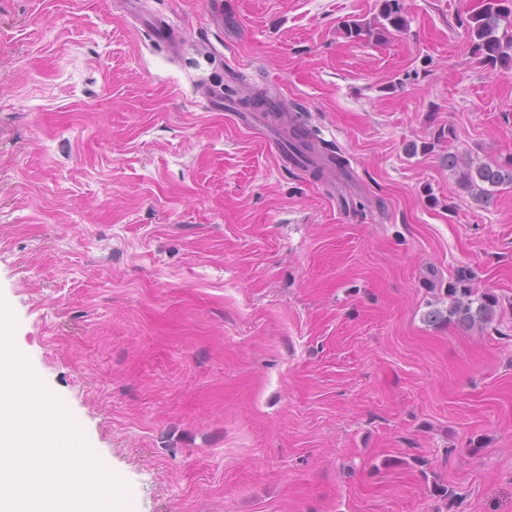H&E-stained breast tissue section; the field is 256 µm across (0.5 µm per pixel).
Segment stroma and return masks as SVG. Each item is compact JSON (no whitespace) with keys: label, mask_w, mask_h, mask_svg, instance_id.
<instances>
[{"label":"stroma","mask_w":512,"mask_h":512,"mask_svg":"<svg viewBox=\"0 0 512 512\" xmlns=\"http://www.w3.org/2000/svg\"><path fill=\"white\" fill-rule=\"evenodd\" d=\"M223 3L0 0L18 352L136 512H512V185L484 207L442 163L512 157L481 0H403V32L358 42L377 0ZM258 89L348 176L242 124ZM462 269L494 320L427 323ZM285 141L291 159L305 171H309L312 176L317 179L323 176L325 168H330L332 171H340L347 166V160L345 158L327 149H323L322 151L324 156L326 155V162L319 164L318 161L312 157L314 151L312 144L303 138L302 133L299 132L297 128H293L291 135L288 136V139L285 138ZM324 164L327 167H325Z\"/></svg>","instance_id":"1"}]
</instances>
